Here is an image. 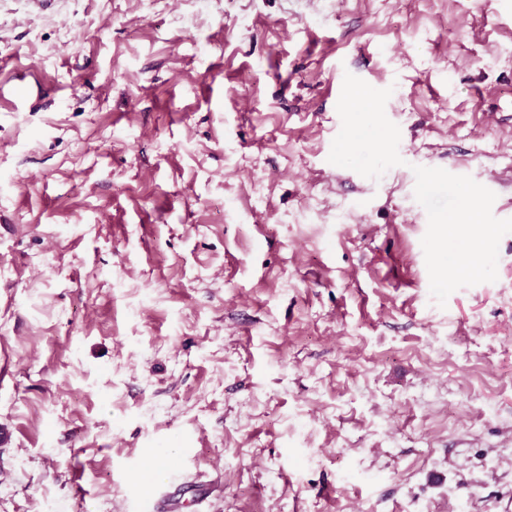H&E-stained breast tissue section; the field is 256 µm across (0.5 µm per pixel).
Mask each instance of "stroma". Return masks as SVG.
I'll return each instance as SVG.
<instances>
[{"label":"stroma","mask_w":512,"mask_h":512,"mask_svg":"<svg viewBox=\"0 0 512 512\" xmlns=\"http://www.w3.org/2000/svg\"><path fill=\"white\" fill-rule=\"evenodd\" d=\"M416 165L512 218V0H0V512L512 505V233L438 306Z\"/></svg>","instance_id":"stroma-1"}]
</instances>
